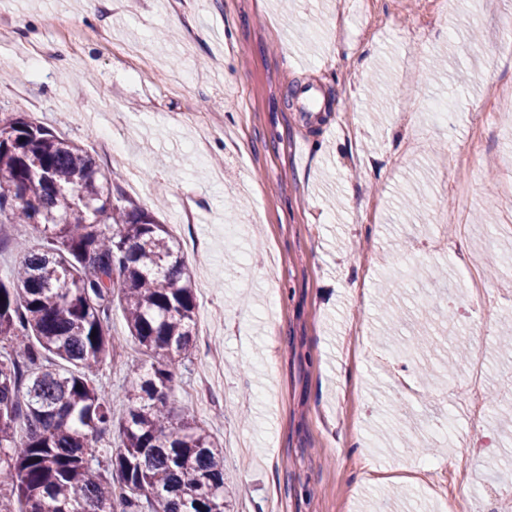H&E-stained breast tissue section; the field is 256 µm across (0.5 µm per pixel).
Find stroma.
<instances>
[{
    "instance_id": "obj_1",
    "label": "stroma",
    "mask_w": 512,
    "mask_h": 512,
    "mask_svg": "<svg viewBox=\"0 0 512 512\" xmlns=\"http://www.w3.org/2000/svg\"><path fill=\"white\" fill-rule=\"evenodd\" d=\"M4 12L0 107L86 147L127 200L165 202L156 218L183 244L197 303L171 405L223 446L228 512H445L450 497L512 512V431L497 420L512 411V354L497 348L512 322V55L498 48L512 0H10ZM64 17L82 38L59 31ZM105 32L145 43L152 72ZM404 191L460 215L449 251L428 210L398 208ZM39 242L33 225H8L0 277ZM415 322L467 348L451 376L440 354L433 386L398 350ZM110 335L100 383L118 422L143 356L117 304Z\"/></svg>"
}]
</instances>
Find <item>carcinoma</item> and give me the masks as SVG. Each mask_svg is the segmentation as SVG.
<instances>
[{
    "label": "carcinoma",
    "instance_id": "1",
    "mask_svg": "<svg viewBox=\"0 0 512 512\" xmlns=\"http://www.w3.org/2000/svg\"><path fill=\"white\" fill-rule=\"evenodd\" d=\"M39 247L0 278V512H224V451L170 405L191 355L196 299L181 246L154 214L112 197L94 156L0 108V235ZM146 363L131 370L121 445L100 459V386L115 300ZM40 234L34 224L7 225L0 249V277H7L11 269L20 261V245L38 246Z\"/></svg>",
    "mask_w": 512,
    "mask_h": 512
}]
</instances>
